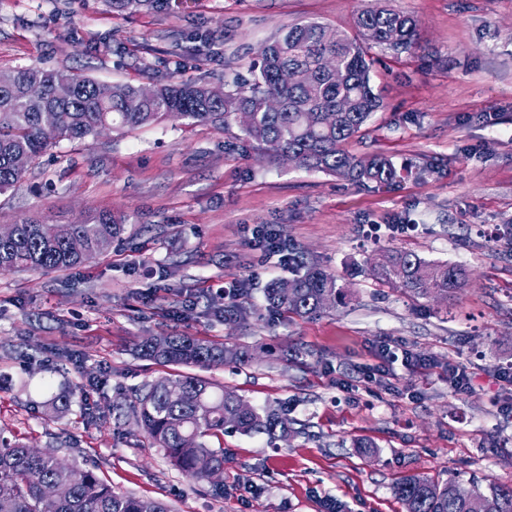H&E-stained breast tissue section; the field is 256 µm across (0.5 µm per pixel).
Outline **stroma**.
Returning <instances> with one entry per match:
<instances>
[{
  "instance_id": "35a3bbf8",
  "label": "stroma",
  "mask_w": 512,
  "mask_h": 512,
  "mask_svg": "<svg viewBox=\"0 0 512 512\" xmlns=\"http://www.w3.org/2000/svg\"><path fill=\"white\" fill-rule=\"evenodd\" d=\"M367 2L180 0L170 12H117L111 0H0V71L248 82L250 61L284 27L314 20L350 33ZM390 4L417 18L419 42L371 49L385 107L348 149L402 167L393 187L289 166L234 123L165 121L59 142L0 195V225L127 217L111 251L78 268L0 273V428L171 512H322L329 499L346 512H405L393 488L407 474L512 486V395L498 377L512 368V0ZM261 227L334 275L345 305L303 318L268 312L266 286L292 268L247 247ZM390 249L464 265L471 281L449 299L381 285L364 266ZM234 282L249 288L245 314L226 321L217 291ZM164 333L256 346L252 363L207 375L292 422L275 448L262 434L213 439L223 495L112 411L171 374L134 353ZM385 343L414 365L397 360L377 375ZM456 363L469 391L448 385ZM62 391L73 392L71 409L48 419L45 403ZM362 438L370 447H357Z\"/></svg>"
}]
</instances>
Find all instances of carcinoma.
I'll list each match as a JSON object with an SVG mask.
<instances>
[{
    "instance_id": "cac0c4a2",
    "label": "carcinoma",
    "mask_w": 512,
    "mask_h": 512,
    "mask_svg": "<svg viewBox=\"0 0 512 512\" xmlns=\"http://www.w3.org/2000/svg\"><path fill=\"white\" fill-rule=\"evenodd\" d=\"M171 0H112V9L168 10ZM356 35L317 22L285 27L267 45L259 60L249 63L252 82L224 80V98L214 100L210 85L197 80L154 84L155 96L137 112H127L125 102L138 95L141 86L99 82L69 70H50L37 65L10 72L12 82L0 84V194L14 189L28 169L53 145L67 140L85 142L97 138L104 127L129 131L182 119L224 129L235 122L244 134L267 146L274 155L293 153L298 167L345 178L360 185L389 188L401 170L387 156H357L347 144L358 136L384 103L371 82L368 51L375 46L409 50L418 43V20L379 3L362 8ZM303 69L309 81L282 84L279 72ZM70 82L72 94L55 95L60 84ZM277 97L281 110L270 112L267 100ZM53 112L56 120L45 126L41 115ZM14 232L0 239V272L32 270L64 271L88 263L112 248L124 232V218L103 211L87 221L48 224L38 217L22 218ZM84 250L69 248L72 238ZM372 276L383 284L424 298L447 296L469 283V273L458 264H432L418 254L389 250L371 266ZM292 296L281 291V281L265 288L268 308L306 317L323 309V301H343L336 279L319 265L301 261L293 277ZM138 355L166 366L217 368L226 360L248 364L254 359L249 345L212 343L184 335L148 337L136 347ZM49 414L68 412L71 394L63 392L47 402ZM154 448L194 482L212 480L224 469V449L211 448L206 438L224 434L229 427L250 435L263 433L273 443L290 431L288 417L274 409H257L237 393L197 374L165 376L144 383L122 405ZM47 485L67 488L52 512H171L167 503L112 489L94 470L61 460L53 450L35 454L29 446L0 432V512H46L42 497ZM456 481L441 486L419 474L405 475L394 486L395 496L410 512H512V487L474 485L471 501L454 495Z\"/></svg>"
}]
</instances>
